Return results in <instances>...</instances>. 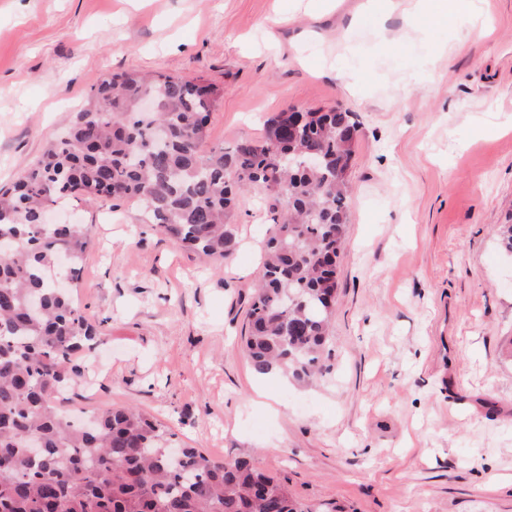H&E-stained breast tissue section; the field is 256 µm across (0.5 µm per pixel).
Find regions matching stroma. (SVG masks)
I'll return each mask as SVG.
<instances>
[{
	"mask_svg": "<svg viewBox=\"0 0 512 512\" xmlns=\"http://www.w3.org/2000/svg\"><path fill=\"white\" fill-rule=\"evenodd\" d=\"M366 4L0 0V187L112 73L215 84L211 147L263 137L276 112L348 110L330 374L263 377L239 351L264 191L239 195L220 268L105 198L63 212L90 227L74 297L102 331L74 403L135 407L176 444L250 460L303 512H512V254L496 236L512 224V0H473L472 25L431 36L407 23L416 0Z\"/></svg>",
	"mask_w": 512,
	"mask_h": 512,
	"instance_id": "35a3bbf8",
	"label": "stroma"
}]
</instances>
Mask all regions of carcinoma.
I'll return each mask as SVG.
<instances>
[{
	"label": "carcinoma",
	"mask_w": 512,
	"mask_h": 512,
	"mask_svg": "<svg viewBox=\"0 0 512 512\" xmlns=\"http://www.w3.org/2000/svg\"><path fill=\"white\" fill-rule=\"evenodd\" d=\"M214 84L164 74L105 75L36 164L0 189V512H303L288 486L246 460L175 448L174 434L134 408L63 413L97 328L72 292L54 287L60 259L76 280L85 224H46L57 202L92 207L135 198L143 218L180 246L224 262L236 197L254 186L271 215L242 350L258 375L305 383L329 370L336 239L347 231L339 179L357 135L341 109L305 112L300 134L203 150ZM40 442L29 453L27 441Z\"/></svg>",
	"instance_id": "1"
}]
</instances>
